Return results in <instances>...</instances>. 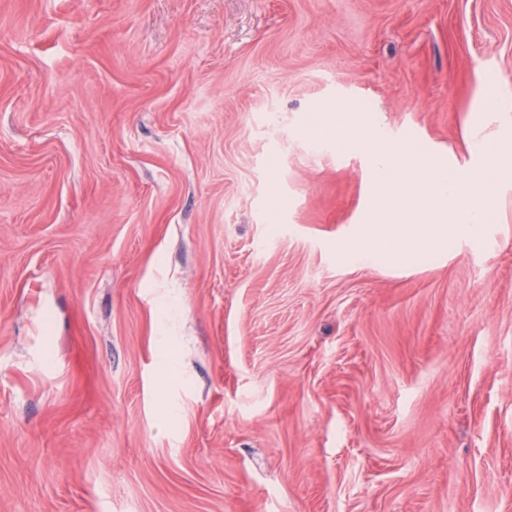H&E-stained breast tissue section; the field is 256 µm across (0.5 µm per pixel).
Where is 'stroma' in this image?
<instances>
[{
  "label": "stroma",
  "instance_id": "obj_1",
  "mask_svg": "<svg viewBox=\"0 0 512 512\" xmlns=\"http://www.w3.org/2000/svg\"><path fill=\"white\" fill-rule=\"evenodd\" d=\"M367 112L512 140V0H0V512H512V176L351 243Z\"/></svg>",
  "mask_w": 512,
  "mask_h": 512
}]
</instances>
